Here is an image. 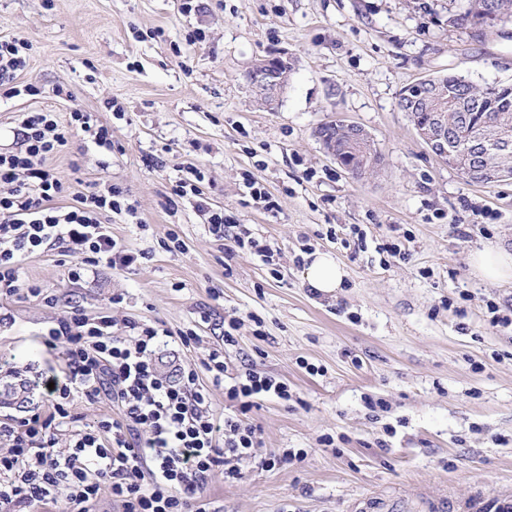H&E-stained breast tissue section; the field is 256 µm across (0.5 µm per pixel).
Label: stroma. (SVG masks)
I'll return each mask as SVG.
<instances>
[{"label":"stroma","mask_w":512,"mask_h":512,"mask_svg":"<svg viewBox=\"0 0 512 512\" xmlns=\"http://www.w3.org/2000/svg\"><path fill=\"white\" fill-rule=\"evenodd\" d=\"M182 4L0 0V38L30 47L14 84L40 90L0 100V149L15 148L20 113H95L112 129L111 150L74 132L50 164L69 183L121 188L134 211L113 214L112 233L141 255L77 283L57 252L23 260L16 294L0 298V387L62 369L40 335L74 308L112 312L118 336L125 320L194 330L197 343L178 351L188 364L230 328L232 368L275 375L292 398L256 399L246 415L255 456L240 479L212 475L216 512H355L371 496L410 512L427 501L447 512L512 506V325H492L488 310L512 318V283L469 264L487 246L512 251V179L468 184L398 108L405 87L440 74L512 83V22L449 25L467 0ZM278 52L295 69L270 110L246 74ZM63 81L66 101L54 94ZM333 115L372 135L374 173L352 177L323 153L314 130ZM189 163L213 210L278 249L274 264L226 255L192 204L171 200ZM248 178L275 210L251 197ZM316 251L347 270L335 293L303 277ZM32 284L44 298L28 295ZM114 294L121 304L110 305ZM369 397L388 411H370ZM281 448L305 456L270 464Z\"/></svg>","instance_id":"1"}]
</instances>
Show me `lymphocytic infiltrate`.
<instances>
[{
    "instance_id": "obj_1",
    "label": "lymphocytic infiltrate",
    "mask_w": 512,
    "mask_h": 512,
    "mask_svg": "<svg viewBox=\"0 0 512 512\" xmlns=\"http://www.w3.org/2000/svg\"><path fill=\"white\" fill-rule=\"evenodd\" d=\"M79 131L111 148L112 131L92 113L74 111L69 123L40 109L18 118L17 146L0 151V296L16 291L23 258L59 250L67 257L68 280H81L99 266L129 268L140 255L112 234L113 213L125 210L121 189L101 183L71 191L51 156ZM174 193L193 197L207 213L211 231L226 239V254L247 250L272 261L270 244L227 236L223 213L209 210L202 175L189 167ZM69 204H62L64 196ZM114 316L90 317L74 308L45 329L43 344L59 350L62 374L50 375L47 411L0 421V512H41L63 502L66 512H91L110 496L122 512H212L205 489L215 471L225 479L241 475L240 465L256 446L255 427L246 419L258 396L288 399L285 382L271 375L232 372L223 349L201 364L160 366L163 337L190 346L197 336H170L156 324L125 322L113 335ZM220 387L238 411L214 417L210 387ZM109 390L120 416L82 424L77 400L93 402Z\"/></svg>"
}]
</instances>
